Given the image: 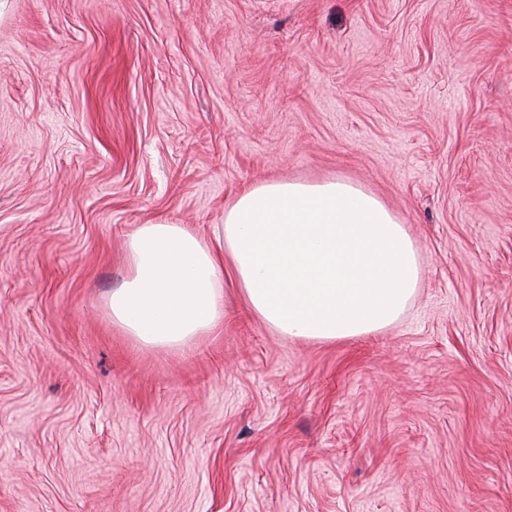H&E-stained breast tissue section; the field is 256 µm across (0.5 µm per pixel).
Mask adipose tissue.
<instances>
[{
  "mask_svg": "<svg viewBox=\"0 0 512 512\" xmlns=\"http://www.w3.org/2000/svg\"><path fill=\"white\" fill-rule=\"evenodd\" d=\"M127 248L128 275L107 305L149 347H183L218 327L228 281L279 333L321 341L391 325L420 282L405 225L342 180L241 193L213 246L185 224H142Z\"/></svg>",
  "mask_w": 512,
  "mask_h": 512,
  "instance_id": "ef3b65f1",
  "label": "adipose tissue"
}]
</instances>
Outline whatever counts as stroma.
<instances>
[{
    "label": "stroma",
    "instance_id": "35a3bbf8",
    "mask_svg": "<svg viewBox=\"0 0 512 512\" xmlns=\"http://www.w3.org/2000/svg\"><path fill=\"white\" fill-rule=\"evenodd\" d=\"M336 178L418 252L391 326L113 324L139 225ZM0 512H512V0H0Z\"/></svg>",
    "mask_w": 512,
    "mask_h": 512
}]
</instances>
